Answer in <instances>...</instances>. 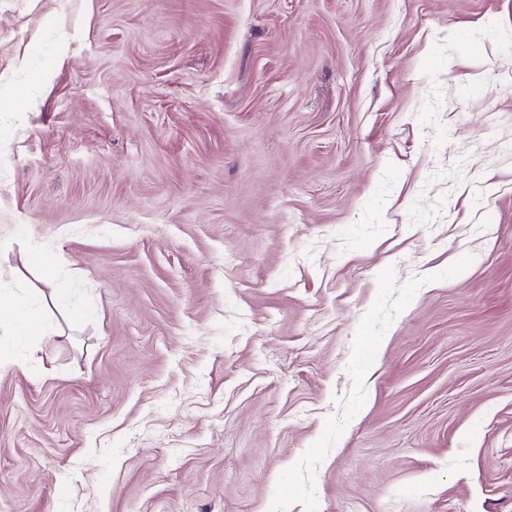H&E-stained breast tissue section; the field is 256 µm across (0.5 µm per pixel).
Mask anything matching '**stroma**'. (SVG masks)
Returning a JSON list of instances; mask_svg holds the SVG:
<instances>
[{
    "instance_id": "stroma-1",
    "label": "stroma",
    "mask_w": 512,
    "mask_h": 512,
    "mask_svg": "<svg viewBox=\"0 0 512 512\" xmlns=\"http://www.w3.org/2000/svg\"><path fill=\"white\" fill-rule=\"evenodd\" d=\"M0 278V512H512V0H0ZM25 290L21 281L6 282L0 278V325L8 321L14 336H31L37 323V316L19 304V296Z\"/></svg>"
}]
</instances>
